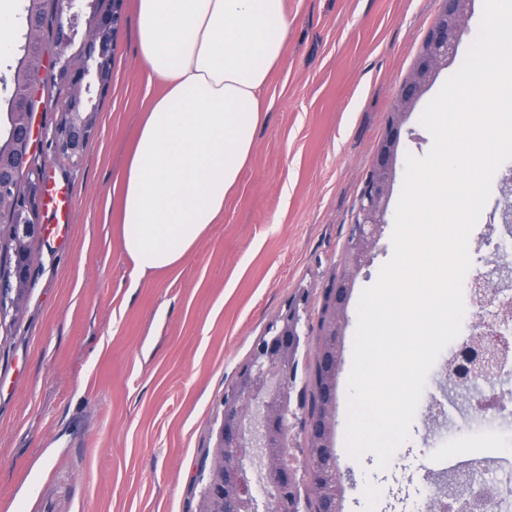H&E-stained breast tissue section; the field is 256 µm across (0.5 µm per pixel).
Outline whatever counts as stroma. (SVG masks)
<instances>
[{
	"instance_id": "obj_1",
	"label": "stroma",
	"mask_w": 512,
	"mask_h": 512,
	"mask_svg": "<svg viewBox=\"0 0 512 512\" xmlns=\"http://www.w3.org/2000/svg\"><path fill=\"white\" fill-rule=\"evenodd\" d=\"M484 0H473L455 57L403 125L400 156L424 157L420 116L463 63ZM291 27L266 89L257 144L224 213L170 270L135 277L120 238L122 172L163 85L136 38L135 0H123L112 41V80L81 158L55 151L65 85L40 91L33 148L47 184L68 189L71 223L37 238L23 314L0 341V512H198L199 472L224 419V396L288 303L305 299L308 339L297 354L289 431L298 471L308 448L313 353L324 292L344 271L358 198L399 89L438 14L439 0H285ZM385 224L347 306L337 379L335 444L342 512H409L435 461L467 446L512 451V404L486 427L453 406L428 428L447 353L430 370L409 439L385 468L345 447L347 382L357 296L393 255Z\"/></svg>"
}]
</instances>
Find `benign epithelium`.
Here are the masks:
<instances>
[{"label": "benign epithelium", "mask_w": 512, "mask_h": 512, "mask_svg": "<svg viewBox=\"0 0 512 512\" xmlns=\"http://www.w3.org/2000/svg\"><path fill=\"white\" fill-rule=\"evenodd\" d=\"M471 0H440L437 18L426 36L427 48L415 61L402 84L386 134L359 196L350 252L344 274L332 282L329 312L334 316L331 335L341 337L346 323L349 296L358 274L367 267L387 223L401 128L421 96L430 87L439 70L448 65L464 32ZM122 0H112L106 12L89 9L88 0H57L53 44L59 52L72 44L85 26L83 66L75 71L60 68V77L68 83L69 95L55 107L59 112L55 145L71 156L82 155L96 129L95 92L103 91L112 78L110 43L121 19ZM43 57L19 59L15 74L28 75V91L40 81ZM32 114L21 119L12 114L9 135L0 140V207L13 211L16 230L21 237L41 234L42 225L34 221L44 183L43 169L31 168L28 148ZM17 168L33 169L31 188L21 191L13 177ZM485 314L475 323L477 335L494 327L501 337L512 334V296L494 293L483 302ZM281 324L271 336L260 342L248 367L224 398V419L218 431V455L200 473V512H253L254 494L249 466L258 457L263 461L267 482L271 485L266 512H307L296 489L297 470L288 454L290 439L288 416L292 388L294 356L305 333L302 316L288 308L280 316ZM482 357L472 367L475 377L496 378L512 375V355L506 348L479 346ZM469 406L477 413L505 410V399L488 387L471 392ZM479 491L468 483L463 497L448 501L447 512H467L470 500Z\"/></svg>", "instance_id": "7a95c632"}]
</instances>
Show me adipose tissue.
I'll return each mask as SVG.
<instances>
[{
    "mask_svg": "<svg viewBox=\"0 0 512 512\" xmlns=\"http://www.w3.org/2000/svg\"><path fill=\"white\" fill-rule=\"evenodd\" d=\"M288 27L285 0H137L140 55L164 84L122 174L121 240L138 274L174 268L223 213Z\"/></svg>",
    "mask_w": 512,
    "mask_h": 512,
    "instance_id": "1",
    "label": "adipose tissue"
}]
</instances>
